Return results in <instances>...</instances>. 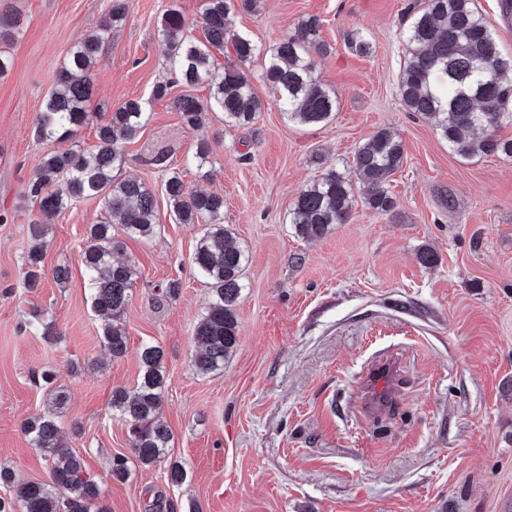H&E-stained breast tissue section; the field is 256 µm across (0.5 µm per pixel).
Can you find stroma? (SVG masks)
<instances>
[{
  "label": "stroma",
  "instance_id": "obj_1",
  "mask_svg": "<svg viewBox=\"0 0 512 512\" xmlns=\"http://www.w3.org/2000/svg\"><path fill=\"white\" fill-rule=\"evenodd\" d=\"M109 3L0 0V15L22 20L7 46L12 66L0 76V466L19 484L48 478L22 429L50 406L40 381L47 371L70 394L58 421L107 512H512V158H461L406 112L400 31L417 0H261L258 11L234 12L233 29L263 49L242 66L262 110L244 127L210 113L196 129L173 99H207V85L176 84L162 100L151 91L166 77V5L193 18L203 0H124L125 18L93 67L89 109L145 102L147 121L124 146L121 175L157 194L161 225L152 241L125 242L138 269L125 356L105 349L80 267L87 227L104 216L99 200L75 201L52 219L42 285L23 288L24 228L38 213L24 187L56 148L36 141V114L69 50L105 19ZM312 16L329 46L315 74L337 100L324 126L284 120L262 78L264 52L299 35ZM356 30L372 41L370 56L348 49ZM382 128L405 146L389 184L396 208L381 215L359 202L326 237H295L288 213L300 191L351 163ZM202 140L208 178L192 162ZM159 153L188 187L223 196L224 222L249 253L239 342L220 373L192 367L193 329L209 300L191 268L201 228L173 220L161 195L165 173L148 164ZM426 248L438 256L434 266L417 260ZM59 265L71 269L61 284L52 277ZM171 280L180 283L177 297L155 308V287ZM35 311L53 322L57 341L29 331ZM148 342L165 351L169 457L187 469L178 486L159 465L132 464L123 482L110 474L113 456L130 452L112 390L134 387ZM383 353L404 361L399 404L366 416L356 381Z\"/></svg>",
  "mask_w": 512,
  "mask_h": 512
}]
</instances>
